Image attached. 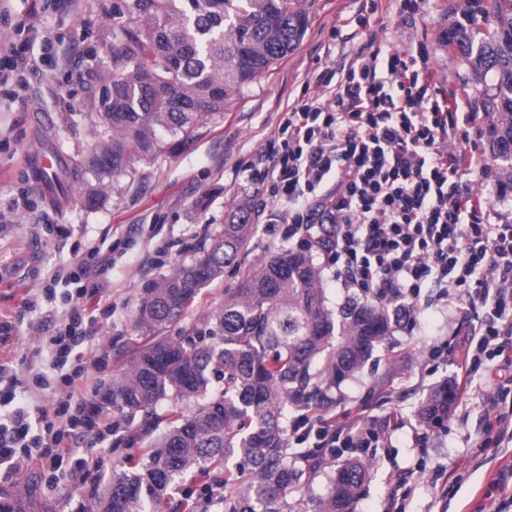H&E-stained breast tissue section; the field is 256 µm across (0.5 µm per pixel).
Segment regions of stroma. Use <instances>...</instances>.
Here are the masks:
<instances>
[{
    "instance_id": "obj_1",
    "label": "stroma",
    "mask_w": 512,
    "mask_h": 512,
    "mask_svg": "<svg viewBox=\"0 0 512 512\" xmlns=\"http://www.w3.org/2000/svg\"><path fill=\"white\" fill-rule=\"evenodd\" d=\"M125 0H0V49L13 34L10 20L34 16L39 36L52 39L58 63L41 64L37 73L14 79L17 100L0 99V210L11 199L27 205L11 224L0 223V359L14 362L19 374L45 369L47 357L37 353L42 338L53 335L65 318L67 282L77 262L90 258L101 291L96 315L100 328L93 349L100 358L92 369L94 403H102L113 378L121 374L134 339L141 294L158 276L189 259L209 225L227 220L237 202L246 199L256 211L257 229L245 256L259 266L273 251L288 247L278 222L283 202L271 197L253 172L256 162L272 166L270 141L283 112L303 96L307 82L343 64L352 47L376 35L379 43L406 48L426 41L434 50L433 80L451 100L482 106L473 92L467 65L444 46L441 35L465 9V0H423L419 14L407 17L400 0H300L308 28L298 48L257 78L228 103L221 117L199 127L181 150L153 163H138L132 172L105 178L84 175L93 131L92 112H81L88 77L106 66L112 55V28ZM368 16L370 28L358 23ZM51 113V137L32 122L34 112ZM63 153L68 168L81 171L72 182L70 207L62 209L34 185L26 155L43 141ZM102 189L96 207L86 194ZM59 273L52 301L43 288ZM476 312L466 304L438 302L420 307L412 322L402 323L378 347L361 371L341 387L339 409L384 425L401 412L403 428L386 447L363 452L372 478L357 512H383L390 487L405 480L409 496L405 512H478L497 464H483L475 441L482 432L481 415L492 390L477 374L471 398L453 409L443 426L420 425L418 411L440 384L454 380L456 364L432 369L426 351L452 338L456 329L474 324ZM99 415L92 430L77 429L70 442L88 465L80 480L108 485L124 470L126 431L110 441L95 435L111 423ZM18 493L37 494L39 512H88L93 498L65 488L48 490L36 470L13 473L0 469V482Z\"/></svg>"
}]
</instances>
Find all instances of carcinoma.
Returning <instances> with one entry per match:
<instances>
[{"instance_id": "1", "label": "carcinoma", "mask_w": 512, "mask_h": 512, "mask_svg": "<svg viewBox=\"0 0 512 512\" xmlns=\"http://www.w3.org/2000/svg\"><path fill=\"white\" fill-rule=\"evenodd\" d=\"M112 30V66L90 83L82 107L100 123L88 167L98 178L126 173L184 147L256 78L301 43L308 18L299 0H126ZM476 76L489 153L512 189V0H467L442 36ZM251 206L237 204L191 260L145 289L138 306L143 343L112 380V429L150 434L144 462L112 476L93 512H299L294 493L328 475L315 512H356L371 466L337 463L325 448L288 447V410L327 417L333 393L400 326L397 304L353 300L336 315L311 251L282 249L242 267L254 236ZM236 267L240 280L200 319L185 314L202 289ZM454 385L436 388L418 412L441 425ZM189 481L178 500L172 492Z\"/></svg>"}]
</instances>
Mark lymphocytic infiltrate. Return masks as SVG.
Here are the masks:
<instances>
[{
  "mask_svg": "<svg viewBox=\"0 0 512 512\" xmlns=\"http://www.w3.org/2000/svg\"><path fill=\"white\" fill-rule=\"evenodd\" d=\"M431 57L424 43L388 50L366 43L347 64L322 71L315 91L285 112L274 164L259 176L287 204L279 221L288 236L309 247L328 230L324 254L353 295L394 299L408 318L426 288L440 301L463 298L484 308L452 350L458 398L470 395L480 369L497 371L479 443L495 453L512 446V224L494 203L500 181L478 152L474 115L448 106L432 80ZM475 169L487 196L472 193ZM78 269L68 316L47 347L57 380L33 376L40 389L58 387L56 405L35 416L16 406L0 420V466L14 472L35 466L47 476L83 466L66 434L86 422L88 373L66 366L97 330L88 302L99 289L87 264ZM452 350L436 345L428 355L440 365ZM384 437L347 413L332 421L302 414L292 430L295 444L313 448H376Z\"/></svg>",
  "mask_w": 512,
  "mask_h": 512,
  "instance_id": "1",
  "label": "lymphocytic infiltrate"
}]
</instances>
